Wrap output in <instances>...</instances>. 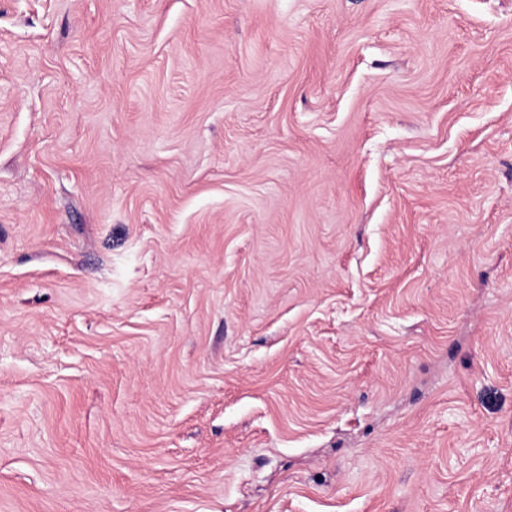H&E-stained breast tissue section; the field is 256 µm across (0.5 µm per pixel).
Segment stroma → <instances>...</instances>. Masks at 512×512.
<instances>
[{
  "mask_svg": "<svg viewBox=\"0 0 512 512\" xmlns=\"http://www.w3.org/2000/svg\"><path fill=\"white\" fill-rule=\"evenodd\" d=\"M0 512H512V0H0Z\"/></svg>",
  "mask_w": 512,
  "mask_h": 512,
  "instance_id": "1",
  "label": "stroma"
}]
</instances>
